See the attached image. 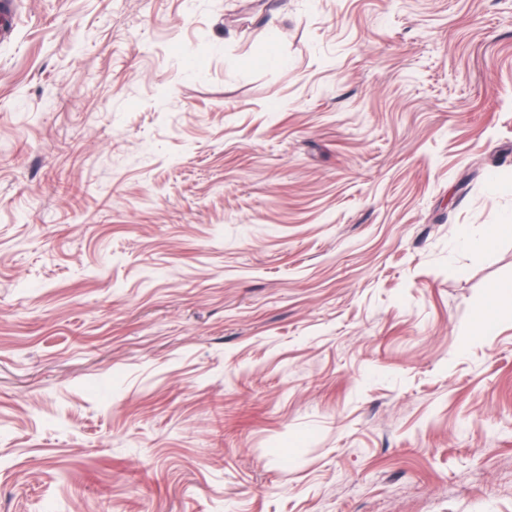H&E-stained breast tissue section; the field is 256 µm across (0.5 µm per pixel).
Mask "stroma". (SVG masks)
<instances>
[{
  "label": "stroma",
  "instance_id": "1",
  "mask_svg": "<svg viewBox=\"0 0 512 512\" xmlns=\"http://www.w3.org/2000/svg\"><path fill=\"white\" fill-rule=\"evenodd\" d=\"M510 220L512 0H22L0 512H512ZM492 226L495 227L494 230L482 238H472L467 232H462L459 238V244L471 251L480 252L488 248L497 234L512 231L511 224H492Z\"/></svg>",
  "mask_w": 512,
  "mask_h": 512
}]
</instances>
